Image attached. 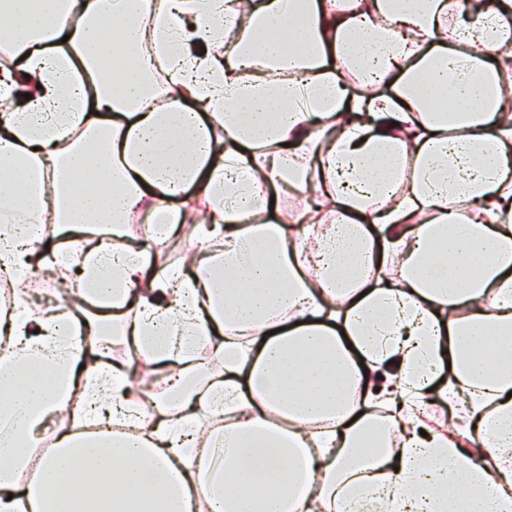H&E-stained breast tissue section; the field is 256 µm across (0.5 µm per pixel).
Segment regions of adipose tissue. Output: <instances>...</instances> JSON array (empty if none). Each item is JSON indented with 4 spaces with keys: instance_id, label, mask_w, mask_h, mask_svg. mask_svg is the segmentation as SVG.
<instances>
[{
    "instance_id": "obj_1",
    "label": "adipose tissue",
    "mask_w": 512,
    "mask_h": 512,
    "mask_svg": "<svg viewBox=\"0 0 512 512\" xmlns=\"http://www.w3.org/2000/svg\"><path fill=\"white\" fill-rule=\"evenodd\" d=\"M146 2L0 0V267L80 300L0 318V512H512V0ZM286 186L327 227L244 225ZM107 325L174 372L149 420ZM192 227L187 224L183 227L178 237L173 240H179L177 244L172 245L169 249H165L160 253H155L154 261L159 268L167 266H182L190 270V260L196 251L195 242L191 238Z\"/></svg>"
}]
</instances>
